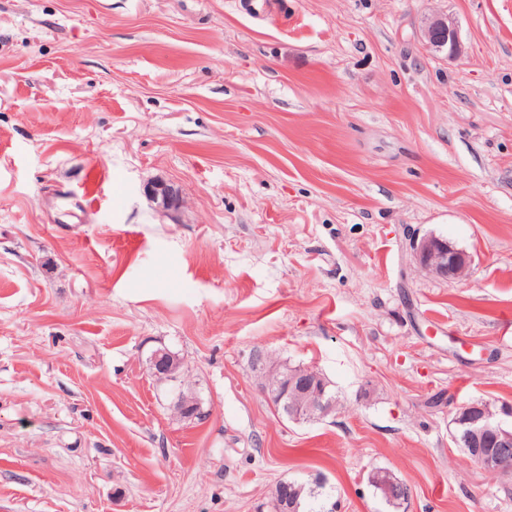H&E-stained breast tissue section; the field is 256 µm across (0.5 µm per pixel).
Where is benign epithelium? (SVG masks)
<instances>
[{
  "label": "benign epithelium",
  "mask_w": 512,
  "mask_h": 512,
  "mask_svg": "<svg viewBox=\"0 0 512 512\" xmlns=\"http://www.w3.org/2000/svg\"><path fill=\"white\" fill-rule=\"evenodd\" d=\"M426 45L435 50H448L454 55L459 52L457 29L448 16L435 15L423 29ZM145 193L152 202L163 209H170L179 202L178 192L163 181H156L145 187ZM413 255L420 267L439 277L460 280L466 276L469 260L466 254L455 249L447 241L427 236L411 243ZM154 377L166 382L178 377L182 363L167 350L155 352L151 358ZM255 365L266 370L272 377L268 387L270 395L277 398V408L291 419L321 420L336 412V400L326 394V384L322 375L311 367L288 368L271 361L262 355ZM183 419L199 415L200 406L193 397L180 395L173 404ZM456 421L469 430L468 454L477 465L487 471L512 475V431L502 428L497 413L487 403H473L459 411ZM386 492V496L399 504H404L406 495L395 490L400 482L389 478L385 471H375L370 477ZM278 493L270 502V512H297L290 484H279Z\"/></svg>",
  "instance_id": "obj_1"
}]
</instances>
